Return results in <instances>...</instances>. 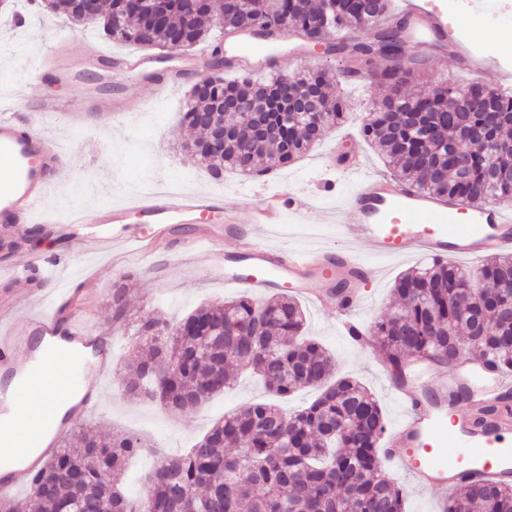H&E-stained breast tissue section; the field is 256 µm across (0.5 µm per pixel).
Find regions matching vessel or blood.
<instances>
[{
    "mask_svg": "<svg viewBox=\"0 0 512 512\" xmlns=\"http://www.w3.org/2000/svg\"><path fill=\"white\" fill-rule=\"evenodd\" d=\"M414 47L433 44L451 48L468 64L482 66L494 57L476 51L461 34V24L449 19L447 10L433 0H407L404 10ZM288 32L274 28L271 35L240 30L224 39V55L250 71L275 72L278 58L272 52ZM204 45L178 53L163 65L148 56L99 55L92 67L111 65L113 71L135 78L145 91L140 109L159 107L167 89L195 79L198 60L210 54ZM79 108L123 117L127 97L120 88L91 94ZM61 138L33 132L23 113L0 115V242L23 243L33 227L55 234L62 224L101 225L68 250L14 265L16 279L25 282L24 296H0V321L9 328L0 334V415H8L23 427L19 438H0V458L16 459L27 476L37 475L54 456L76 420L99 413L103 407V376L112 366V336L92 330L90 311L78 301L76 286L83 274L73 271L75 258H107L125 264L158 252L177 225L189 224L193 235L168 272H189L199 253H208L223 264L224 242H232L239 262L228 264L225 286L264 292L276 286L309 296L307 283H326L320 303L335 301L336 314L350 325L359 303L354 287L376 280L380 261L398 260L421 253L435 259H454L512 251V210L497 203L479 208L439 196L411 183L365 172L354 162L343 170L354 188L336 210L326 212L325 223L336 225L340 243L297 251L272 243L270 236L291 216L306 224L314 204L297 206L287 192L263 196L254 205L228 208L224 193L215 188L179 191L152 187L129 195L123 202L84 211L66 207L52 198L66 165ZM119 225L116 233L107 232ZM369 247L378 262L361 261L360 250ZM345 284L336 293V284ZM26 311L23 326L12 325L18 311ZM86 349L91 360L78 382L80 397L68 421L56 412L64 385L51 378L60 362ZM414 373L401 384L407 396L402 418L383 438V455L394 461L415 490L458 487L480 476L512 483V413L502 404L512 395V373L481 363L457 364L448 376L433 379V364L413 358ZM471 390L473 413L458 412L452 400L461 387ZM38 397L45 407L44 421L34 424L26 416V404Z\"/></svg>",
    "mask_w": 512,
    "mask_h": 512,
    "instance_id": "b4317fda",
    "label": "vessel or blood"
}]
</instances>
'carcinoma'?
<instances>
[{"label": "carcinoma", "mask_w": 512, "mask_h": 512, "mask_svg": "<svg viewBox=\"0 0 512 512\" xmlns=\"http://www.w3.org/2000/svg\"><path fill=\"white\" fill-rule=\"evenodd\" d=\"M48 5L83 22L78 0ZM106 7L98 14L106 36L165 50L192 48L214 28L222 35L238 31L243 13L310 34L307 0H241L238 9L224 0H148L137 15L126 14L125 0H107ZM327 10L328 26L340 38L326 42L324 51L346 57L344 73L374 71L393 91L362 124L392 176L474 207L512 201V93L503 97L494 89L486 105L471 111L456 95V83L402 97L400 85L421 75L427 60L418 55L409 68L401 66L406 20L389 19L390 0H328ZM336 80L324 70L308 71L297 75L295 94L282 97L279 74L263 84L207 76L192 87L182 115L199 134L194 153L218 178L226 169L260 176L297 160L320 137L304 104L318 105L330 123L344 118L343 102L326 92ZM236 97L250 99L259 122L276 135L254 136L244 147L228 134L224 154L215 155L208 142L221 120L216 110ZM478 279L498 292L478 290ZM392 293L402 310L371 320L366 329L395 379L404 378L417 356L441 365L465 354L512 370L511 254L473 270L433 260L399 275ZM125 297L120 279L112 285V322L136 337L128 398L189 412L243 370L259 375L276 397L302 387L319 390L318 397L292 414L264 401L224 415L187 453L159 455L137 497L126 493L123 473L141 440L116 434L108 441L83 431L30 482L25 498L1 499L0 512H405L406 489L379 455L383 409L359 380L338 376L336 358L305 335V314L294 297L241 295L203 305L173 324L150 312L128 316ZM441 512H512V484L470 482Z\"/></svg>", "instance_id": "cac0c4a2"}]
</instances>
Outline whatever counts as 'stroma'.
<instances>
[{"mask_svg":"<svg viewBox=\"0 0 512 512\" xmlns=\"http://www.w3.org/2000/svg\"><path fill=\"white\" fill-rule=\"evenodd\" d=\"M1 34L8 35L9 40L0 43V108L12 107L29 113L33 130L49 134L57 132V125L31 111L25 91L32 89L74 101L89 88L88 83L78 78L63 85L34 83L31 64L52 43L66 42L77 56L136 55L141 51L138 45L106 37L99 25L69 22L64 16L45 9L40 0H11L8 8L0 10ZM472 79L492 88L497 85L495 71H473L456 57L434 53L429 57L424 75L402 84L400 92L411 96L426 85L448 80L464 83ZM189 90V85H181L167 98L162 110L148 119L135 109L122 122L113 121L105 113L74 117L68 127V160L57 190L58 197L91 209L163 180L182 187L223 190L224 204L228 207L254 202L268 192L293 190L300 203L314 199L320 209L326 210L351 191L348 180L326 171L321 163L332 147L359 154L369 171L384 169L382 157L361 132L362 123L373 111L375 102L390 93L389 87L375 80H367L363 85L338 84L345 118L327 127L321 139L313 143L303 157L254 179L228 171L218 180L198 164L189 149L196 132L180 121ZM174 257L172 248L138 263L139 274L129 281V313L136 315L148 310L157 318L173 323L201 304L239 296V289L225 287L223 271L215 267L204 252L196 259L193 275L168 282L167 266ZM424 262V257L415 256L385 263L376 282L360 285L362 304L356 312L357 321L364 324L388 313L396 304L392 296L395 279ZM123 273V268L114 266L111 260L97 259L90 277L80 285V298L91 311L96 329H104L112 319V285ZM301 305L308 335L336 351L341 371L370 390L383 408L388 423L397 422L402 415L403 401L392 390L390 377L372 350L351 345L338 326L335 311L306 299ZM113 347L112 368L103 379V409L96 416L78 421L75 428L105 435L130 432L150 440V447L132 455L128 462L126 486L133 495L137 494L144 476L153 470L157 453H181L224 413L269 397L258 377L241 373L223 394L193 412L172 413L149 400H131L122 389L125 366L134 357V343L131 337L117 330L113 333Z\"/></svg>","mask_w":512,"mask_h":512,"instance_id":"1","label":"stroma"}]
</instances>
